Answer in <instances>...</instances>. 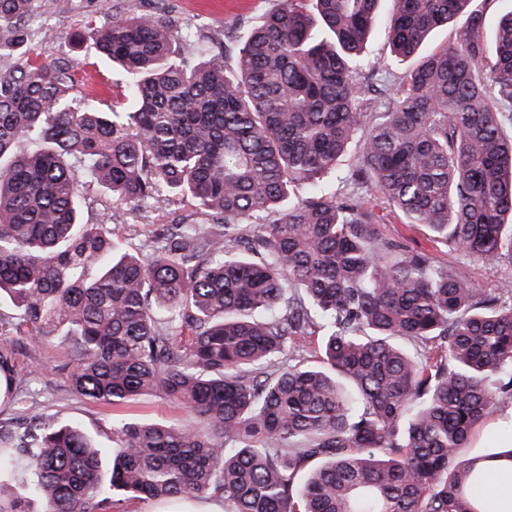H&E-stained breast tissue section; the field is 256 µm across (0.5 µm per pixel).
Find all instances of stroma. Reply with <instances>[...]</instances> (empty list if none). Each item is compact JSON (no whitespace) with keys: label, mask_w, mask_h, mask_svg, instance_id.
<instances>
[{"label":"stroma","mask_w":512,"mask_h":512,"mask_svg":"<svg viewBox=\"0 0 512 512\" xmlns=\"http://www.w3.org/2000/svg\"><path fill=\"white\" fill-rule=\"evenodd\" d=\"M280 0H54L52 12L33 20L30 53L48 48L73 51L79 66L85 69L82 92L87 97H122L125 80L122 72L91 55L87 44L72 40L74 32L91 35L114 14L160 12L174 19L195 23L201 34L223 41L231 32H240L279 7ZM14 346L15 375L24 385L21 394L0 404V419L21 422L28 407L55 414L78 425L102 446H110L113 419L141 422H174L196 425V418L181 405L158 395H144L118 409H110L84 400L72 393L68 371L73 361L63 343L48 346L28 339L0 336V346ZM512 438V403H503L476 430L470 451H493Z\"/></svg>","instance_id":"obj_1"}]
</instances>
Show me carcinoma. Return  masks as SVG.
I'll return each instance as SVG.
<instances>
[{
	"label": "carcinoma",
	"mask_w": 512,
	"mask_h": 512,
	"mask_svg": "<svg viewBox=\"0 0 512 512\" xmlns=\"http://www.w3.org/2000/svg\"><path fill=\"white\" fill-rule=\"evenodd\" d=\"M385 2L282 0L225 45L117 14L93 52L121 67L128 108L76 100L67 51L27 55L54 0H0V336L68 344L81 398L157 394L203 426L118 419L102 450L45 412L0 425V512H512L489 485L512 441L462 452L512 401V277L486 292L383 230L394 213L512 265V11L489 40L479 0ZM379 28L409 62L397 75L361 62ZM90 185L113 205L94 222ZM175 203L120 252L116 213ZM132 512H224V502L217 499H198L181 502L136 500L130 504Z\"/></svg>",
	"instance_id": "obj_1"
}]
</instances>
